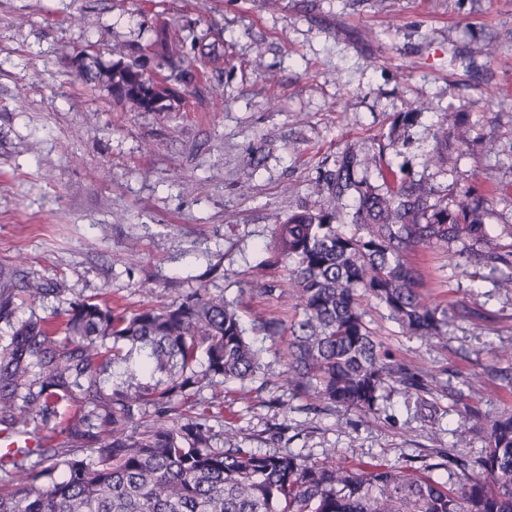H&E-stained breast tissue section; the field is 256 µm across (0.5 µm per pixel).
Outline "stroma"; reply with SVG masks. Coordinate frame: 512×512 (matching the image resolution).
Here are the masks:
<instances>
[{
  "label": "stroma",
  "mask_w": 512,
  "mask_h": 512,
  "mask_svg": "<svg viewBox=\"0 0 512 512\" xmlns=\"http://www.w3.org/2000/svg\"><path fill=\"white\" fill-rule=\"evenodd\" d=\"M167 22L216 54L199 79L176 82L170 109H130L105 74ZM405 112L419 115L404 154L416 177L489 190L501 236L512 225V0H0V266L57 288L18 302L17 317L103 293L164 305L201 287L268 346L253 315L282 310L251 283L275 224L319 207L323 161L373 151ZM443 120L464 140L444 176L424 164ZM417 261L432 273L430 303L490 315L449 327L437 347L366 304L384 348L439 389L395 387L367 418L320 411L292 396L271 357L265 376L223 388L239 447L417 470L439 450L478 455L486 429L465 428L467 414L512 409V383L489 375L495 348H512V290L492 272L470 278L444 251ZM280 425L285 439L271 440Z\"/></svg>",
  "instance_id": "35a3bbf8"
}]
</instances>
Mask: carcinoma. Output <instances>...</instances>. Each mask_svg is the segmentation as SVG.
Wrapping results in <instances>:
<instances>
[{"label":"carcinoma","mask_w":512,"mask_h":512,"mask_svg":"<svg viewBox=\"0 0 512 512\" xmlns=\"http://www.w3.org/2000/svg\"><path fill=\"white\" fill-rule=\"evenodd\" d=\"M155 31L161 62L185 81L201 54L199 39ZM150 69L112 64V93L137 109L160 111L149 97ZM438 155L448 162V128L440 123ZM385 145L367 158L354 150L319 167L323 205H302L275 225L270 269H280L299 300L294 319L255 314L246 336L234 306L197 288L164 306L129 311L106 300H78L49 317L16 318V299L56 293L44 279L0 268V512H512V411L493 420L473 461L449 454L432 470L463 471L451 488L432 474L383 462L336 464L310 455L225 445L213 422L224 398L202 400L219 384L255 379L264 354L283 360L297 397L327 407L376 414L396 384L419 389L424 376L396 360L365 320L374 301L401 332L441 344L458 321H486L469 304L441 309L425 300L412 257L461 244L464 266L500 273L512 288V243H492L485 219L490 197L460 189L452 206L416 178L407 163L382 166ZM352 210H346V201ZM362 233L348 236L340 225ZM264 295L274 281L258 285Z\"/></svg>","instance_id":"obj_1"}]
</instances>
